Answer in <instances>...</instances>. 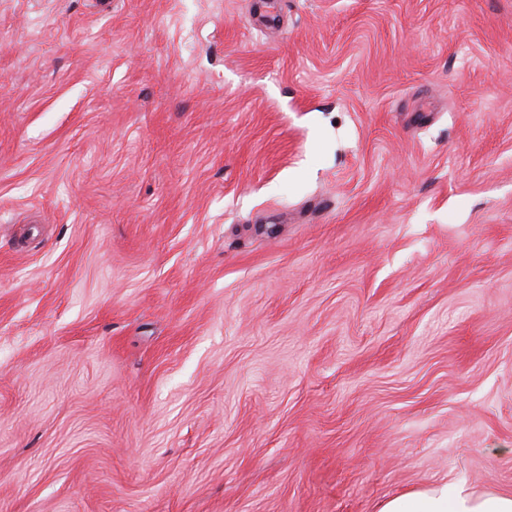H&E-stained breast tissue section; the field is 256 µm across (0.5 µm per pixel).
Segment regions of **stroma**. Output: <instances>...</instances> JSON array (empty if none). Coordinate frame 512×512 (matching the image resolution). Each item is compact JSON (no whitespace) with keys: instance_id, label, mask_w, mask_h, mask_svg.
I'll return each mask as SVG.
<instances>
[{"instance_id":"35a3bbf8","label":"stroma","mask_w":512,"mask_h":512,"mask_svg":"<svg viewBox=\"0 0 512 512\" xmlns=\"http://www.w3.org/2000/svg\"><path fill=\"white\" fill-rule=\"evenodd\" d=\"M512 492V0H0V512Z\"/></svg>"}]
</instances>
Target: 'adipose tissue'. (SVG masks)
Returning a JSON list of instances; mask_svg holds the SVG:
<instances>
[{"mask_svg":"<svg viewBox=\"0 0 512 512\" xmlns=\"http://www.w3.org/2000/svg\"><path fill=\"white\" fill-rule=\"evenodd\" d=\"M380 512H512V493L477 495L463 486L445 482L388 499Z\"/></svg>","mask_w":512,"mask_h":512,"instance_id":"adipose-tissue-1","label":"adipose tissue"}]
</instances>
